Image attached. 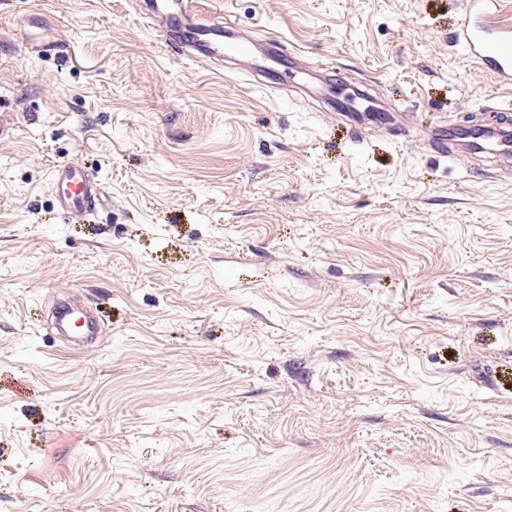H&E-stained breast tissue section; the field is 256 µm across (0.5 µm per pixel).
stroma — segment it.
<instances>
[{
  "mask_svg": "<svg viewBox=\"0 0 512 512\" xmlns=\"http://www.w3.org/2000/svg\"><path fill=\"white\" fill-rule=\"evenodd\" d=\"M206 3L396 120L182 62L142 0H0V512H512V154L421 136L512 107L462 0ZM346 77L337 68L327 69L324 76V85L327 92L335 96L334 107L336 118L347 122L353 133L357 131L356 123L365 114L378 128H385L388 124L389 113L392 112L377 98L362 88H346ZM337 90H343L335 93ZM51 181L57 208L64 216L91 209L100 190L78 160L55 166Z\"/></svg>",
  "mask_w": 512,
  "mask_h": 512,
  "instance_id": "35a3bbf8",
  "label": "stroma"
}]
</instances>
